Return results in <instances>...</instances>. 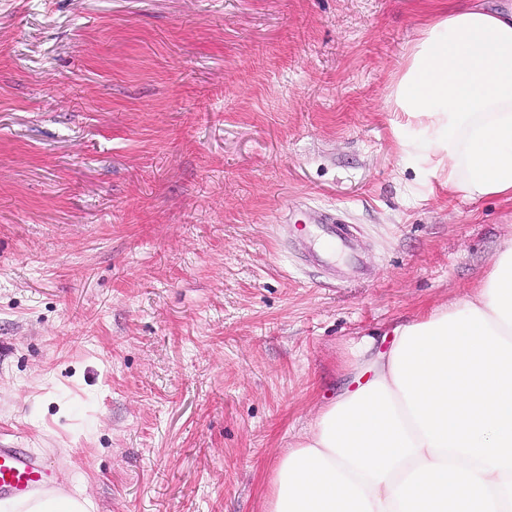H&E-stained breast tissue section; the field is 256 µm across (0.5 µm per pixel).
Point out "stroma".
I'll use <instances>...</instances> for the list:
<instances>
[{"label": "stroma", "mask_w": 512, "mask_h": 512, "mask_svg": "<svg viewBox=\"0 0 512 512\" xmlns=\"http://www.w3.org/2000/svg\"><path fill=\"white\" fill-rule=\"evenodd\" d=\"M420 0H0V437L96 512H266L354 344L460 301L512 201H448L387 99ZM355 228L318 267L307 208Z\"/></svg>", "instance_id": "35a3bbf8"}]
</instances>
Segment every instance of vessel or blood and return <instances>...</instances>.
Wrapping results in <instances>:
<instances>
[{
    "instance_id": "obj_1",
    "label": "vessel or blood",
    "mask_w": 512,
    "mask_h": 512,
    "mask_svg": "<svg viewBox=\"0 0 512 512\" xmlns=\"http://www.w3.org/2000/svg\"><path fill=\"white\" fill-rule=\"evenodd\" d=\"M316 233L326 243L328 249L350 250L348 229L337 222L335 216L314 212ZM51 484V476L41 457L27 449L13 446L0 447V499L12 497L28 499Z\"/></svg>"
}]
</instances>
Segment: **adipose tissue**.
Wrapping results in <instances>:
<instances>
[{
	"label": "adipose tissue",
	"mask_w": 512,
	"mask_h": 512,
	"mask_svg": "<svg viewBox=\"0 0 512 512\" xmlns=\"http://www.w3.org/2000/svg\"><path fill=\"white\" fill-rule=\"evenodd\" d=\"M387 109L402 158L449 197L512 200V17L430 0ZM362 337L351 388L271 478L268 512H512V238L459 303ZM82 490L0 512H93Z\"/></svg>",
	"instance_id": "ef3b65f1"
}]
</instances>
